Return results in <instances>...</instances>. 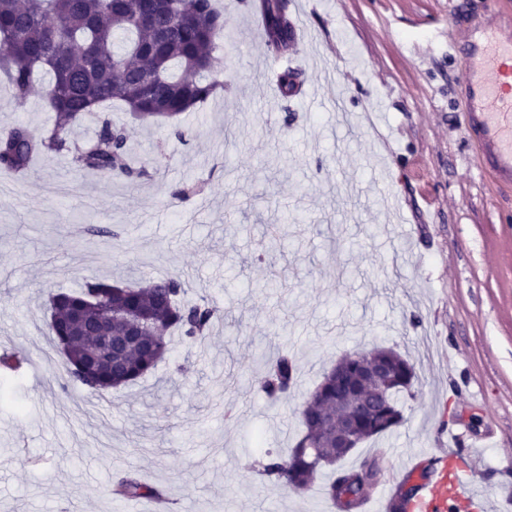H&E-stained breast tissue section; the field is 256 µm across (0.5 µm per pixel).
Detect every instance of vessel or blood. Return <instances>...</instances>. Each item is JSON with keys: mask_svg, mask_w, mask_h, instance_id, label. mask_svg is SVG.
<instances>
[{"mask_svg": "<svg viewBox=\"0 0 512 512\" xmlns=\"http://www.w3.org/2000/svg\"><path fill=\"white\" fill-rule=\"evenodd\" d=\"M467 114L465 134L481 153L482 170L496 184L512 186V25L473 30L464 46L459 85ZM460 451L433 455L429 476L412 471L416 488L406 512H490L493 495L475 483Z\"/></svg>", "mask_w": 512, "mask_h": 512, "instance_id": "1", "label": "vessel or blood"}]
</instances>
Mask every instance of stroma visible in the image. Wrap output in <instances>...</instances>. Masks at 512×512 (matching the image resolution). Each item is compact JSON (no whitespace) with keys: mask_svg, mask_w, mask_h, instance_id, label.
Returning <instances> with one entry per match:
<instances>
[{"mask_svg":"<svg viewBox=\"0 0 512 512\" xmlns=\"http://www.w3.org/2000/svg\"><path fill=\"white\" fill-rule=\"evenodd\" d=\"M223 3L224 89L179 117L184 137L112 107L148 177L56 155L0 170V351L28 359L0 369V512H119L113 481L129 469L170 512H332L320 484L296 495L252 464L293 447L337 359L376 347L415 366L405 422L343 467L375 458L400 480L405 459L467 448L495 512H512V188L464 138L448 44L449 26L485 21V0H288L306 40L280 57ZM286 67L301 81L288 99ZM42 94L14 105L1 80L0 133L50 129ZM197 180L203 194L174 199ZM90 224L125 231L108 242ZM183 271L189 298L224 312L203 344L174 340L154 374L103 395L66 381L50 294ZM283 348L297 383L272 402L253 382Z\"/></svg>","mask_w":512,"mask_h":512,"instance_id":"stroma-1","label":"stroma"}]
</instances>
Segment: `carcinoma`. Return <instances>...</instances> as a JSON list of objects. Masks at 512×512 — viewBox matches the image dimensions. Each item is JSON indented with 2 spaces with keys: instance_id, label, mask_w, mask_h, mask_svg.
Returning a JSON list of instances; mask_svg holds the SVG:
<instances>
[{
  "instance_id": "1",
  "label": "carcinoma",
  "mask_w": 512,
  "mask_h": 512,
  "mask_svg": "<svg viewBox=\"0 0 512 512\" xmlns=\"http://www.w3.org/2000/svg\"><path fill=\"white\" fill-rule=\"evenodd\" d=\"M262 16L266 45L288 52L295 31L288 24L286 0H252ZM224 41V10L215 0H0V73L18 105L30 96L38 77L47 78L45 106L52 128L35 135L23 126L0 136V169L23 171L41 155H64L81 172L120 176L134 182L148 175L130 156L127 127L104 111L123 104L139 120L173 121L224 89L211 77L214 53ZM283 96L296 95L297 73L288 68L278 81ZM97 120L94 138L79 143L74 125L84 116ZM124 228L90 225V235L118 238ZM184 274L151 279L143 287L86 276L79 288L49 296L52 310L47 335L63 357L66 377L96 393L109 392L152 373L169 352L171 333L201 344L214 323L223 319L215 303L187 302ZM112 335L113 364L96 363L92 336ZM384 366L377 378H366V364ZM323 374L299 411L302 432L288 456L268 450L257 462L258 473L295 493L307 489L331 470L326 496L341 512H354L366 497L353 483V470L339 463L353 447L384 435L404 421L401 395L416 377L415 367L392 348L345 355ZM295 363L288 350L269 360L261 388L272 400L288 393ZM361 399L376 405L357 419L351 447L336 435V418ZM123 499L160 498L161 490L128 472L113 485Z\"/></svg>"
}]
</instances>
